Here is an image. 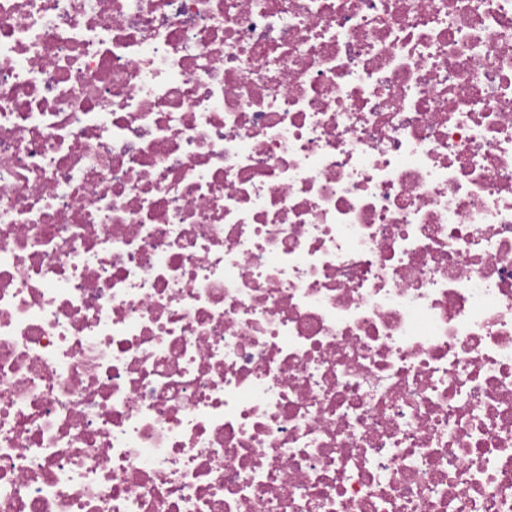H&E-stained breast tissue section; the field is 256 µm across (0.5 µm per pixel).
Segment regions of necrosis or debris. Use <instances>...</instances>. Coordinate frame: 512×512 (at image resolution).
Instances as JSON below:
<instances>
[{
	"label": "necrosis or debris",
	"mask_w": 512,
	"mask_h": 512,
	"mask_svg": "<svg viewBox=\"0 0 512 512\" xmlns=\"http://www.w3.org/2000/svg\"><path fill=\"white\" fill-rule=\"evenodd\" d=\"M0 512H512V0H0Z\"/></svg>",
	"instance_id": "1"
}]
</instances>
